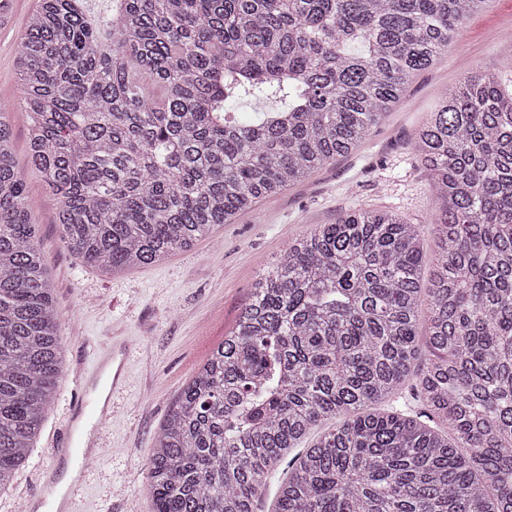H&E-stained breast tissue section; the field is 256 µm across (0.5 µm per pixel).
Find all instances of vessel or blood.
<instances>
[{
  "label": "vessel or blood",
  "instance_id": "b4317fda",
  "mask_svg": "<svg viewBox=\"0 0 512 512\" xmlns=\"http://www.w3.org/2000/svg\"><path fill=\"white\" fill-rule=\"evenodd\" d=\"M125 354L121 337H113L111 348L99 354L93 369L77 375L84 393L71 407L68 434L55 453L56 459L68 461L77 471H84L92 453L76 441L74 433L82 428L93 434H102L112 417L110 395L124 381ZM43 484L47 492L29 500L31 512H75L74 486L61 481L57 467L45 470Z\"/></svg>",
  "mask_w": 512,
  "mask_h": 512
}]
</instances>
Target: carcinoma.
Listing matches in <instances>:
<instances>
[{
    "label": "carcinoma",
    "mask_w": 512,
    "mask_h": 512,
    "mask_svg": "<svg viewBox=\"0 0 512 512\" xmlns=\"http://www.w3.org/2000/svg\"><path fill=\"white\" fill-rule=\"evenodd\" d=\"M486 0H39L18 46L29 154L64 243L149 265L350 154ZM162 90L150 100L144 81ZM229 100L265 106L246 125ZM0 109V490L62 372L54 288ZM442 210L317 224L256 282L148 463L154 512H512V88L490 69L415 135ZM427 306L425 332L420 307ZM429 357L421 359L423 350ZM415 386L426 420L380 405ZM332 426H333V423L328 422L325 426L312 430L310 432L308 438L305 439L303 442H301L300 445L298 446V448L294 449L292 454L288 457V460H290V458L293 455L303 451V449L306 448L308 446V444H310L313 439L317 438V436L320 435V433L324 429H327ZM288 460L282 465V467L277 471V473L271 478L270 483L265 491L264 505H263L264 508H262L263 511H261V512H271L272 502L274 501V499L276 497L278 487H279L281 481L283 480V478L285 477V472L287 471Z\"/></svg>",
    "instance_id": "carcinoma-1"
}]
</instances>
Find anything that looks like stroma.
Instances as JSON below:
<instances>
[{
	"instance_id": "stroma-1",
	"label": "stroma",
	"mask_w": 512,
	"mask_h": 512,
	"mask_svg": "<svg viewBox=\"0 0 512 512\" xmlns=\"http://www.w3.org/2000/svg\"><path fill=\"white\" fill-rule=\"evenodd\" d=\"M38 4L17 0L12 23L0 28V102L14 106L9 119L15 163L25 177L37 247L54 288L63 368L28 465L0 490V512H16L21 501L41 493L42 471L67 433L76 371L91 363L116 330L129 341L127 382L112 396L105 451L84 472L79 512H154L147 475L156 434L288 242L344 213L389 210L419 225L428 260L423 271L431 273L439 209L415 133L465 77L490 66L503 83H512V0H487L465 19L447 51L413 77L389 116L355 151L259 200L190 249L114 275L80 264L66 248L57 203L28 157V116L15 106L16 47Z\"/></svg>"
}]
</instances>
